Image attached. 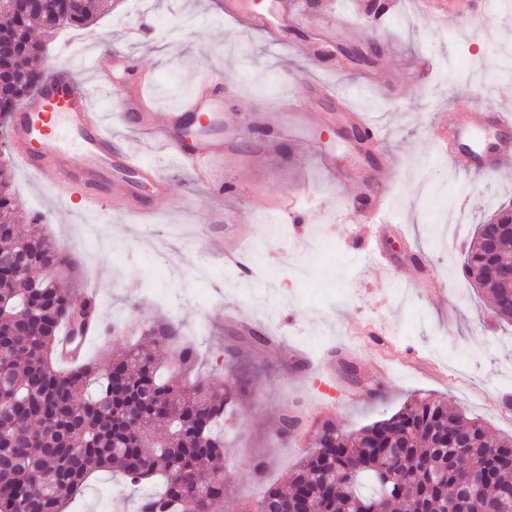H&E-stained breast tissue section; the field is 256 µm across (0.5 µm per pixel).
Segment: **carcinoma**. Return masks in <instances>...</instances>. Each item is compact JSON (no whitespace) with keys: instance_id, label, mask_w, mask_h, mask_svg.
Returning <instances> with one entry per match:
<instances>
[{"instance_id":"obj_1","label":"carcinoma","mask_w":512,"mask_h":512,"mask_svg":"<svg viewBox=\"0 0 512 512\" xmlns=\"http://www.w3.org/2000/svg\"><path fill=\"white\" fill-rule=\"evenodd\" d=\"M98 0H51L46 12L0 0V75L9 80L0 115L12 111L42 83L35 66L45 44L39 27L54 33L82 28L99 15ZM336 50L337 63L379 55ZM512 258V234L479 225L461 268L492 298L497 317L507 289L483 277L480 266ZM51 270L28 282L18 265ZM75 258L17 223L12 173L0 164V512H64L66 501L94 469L110 470L130 485L162 483L140 499L139 512H219L226 485L213 466L224 451L221 428L227 409L249 395L237 374L215 390L205 380L188 382L198 353L179 328L155 321L146 334L166 347L162 359L139 346L106 364L79 357L59 361L62 330L80 342L86 306H76L67 278ZM461 438L466 456L448 447ZM512 485V438L492 435L475 417L424 396L390 416L345 435H329L301 459L283 486H271L259 512H504L499 488Z\"/></svg>"}]
</instances>
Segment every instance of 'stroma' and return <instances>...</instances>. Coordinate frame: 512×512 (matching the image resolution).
Listing matches in <instances>:
<instances>
[{
  "label": "stroma",
  "instance_id": "35a3bbf8",
  "mask_svg": "<svg viewBox=\"0 0 512 512\" xmlns=\"http://www.w3.org/2000/svg\"><path fill=\"white\" fill-rule=\"evenodd\" d=\"M366 0H295L302 30L333 37L341 46L378 42L370 70L313 59L300 38L281 50L265 37L227 20L218 0H115L83 34L62 29L46 36L52 65L71 62L89 47L129 53L155 72L146 88L157 114L175 109L198 73L224 79V122L241 147L212 165L223 197L154 154L151 136L114 118L111 96L97 107L111 114L112 140L128 147L170 186L158 196L142 188L150 215L129 214L120 182L107 211L75 214L73 205L15 165V191L25 213L45 218L37 232L70 252L77 267L74 295H98L104 323H128L129 335L86 339L88 354L121 355L141 340L145 325L165 316L183 325L200 351L198 373L223 388L229 372H247L250 394L233 408L224 428L221 512L256 505L264 488L285 484L311 451L316 423L335 421L349 433L427 395L482 419L489 432L512 436V324L494 317L490 298L461 272L476 224L512 202V158L501 172L479 173L437 162L435 140L457 112L512 114V0H489L480 19L467 16L476 0H460L455 14L435 23L421 0H387L378 20ZM338 90L326 98L317 86ZM305 98L302 112L276 113L289 93ZM351 107L378 122L370 152H352L339 139L338 111ZM275 114L285 127H302L319 144L305 149L288 134L270 138L250 129L256 116ZM334 150L346 168H363L365 181H342L321 153ZM391 186L390 226L379 246L385 265L362 266L372 227L345 222L343 210L367 190V179ZM295 196L298 210L275 238L260 216ZM249 228L242 243L249 270L225 278L222 259L229 213ZM166 277L165 300L146 289L155 270ZM274 337L270 350L240 340V323ZM300 419L283 435L284 411ZM267 467L253 476L251 463ZM142 488L106 471L93 473L66 512H137Z\"/></svg>",
  "mask_w": 512,
  "mask_h": 512
}]
</instances>
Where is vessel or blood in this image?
<instances>
[{
    "mask_svg": "<svg viewBox=\"0 0 512 512\" xmlns=\"http://www.w3.org/2000/svg\"><path fill=\"white\" fill-rule=\"evenodd\" d=\"M226 17L236 21L242 30L266 34L270 45H285L298 18L291 0H268L264 8L250 0H223ZM113 78L103 79L99 69L103 57L93 54L87 64L101 90L110 92L118 103L120 117L130 126L153 133L157 152L173 155L180 166L193 170L197 179L213 184L215 195L224 188L214 185L211 168L198 166V158L223 160L231 154L221 129L224 125V81L209 75L198 83L195 92L183 106L157 119L143 91L122 93L120 76L132 65L124 53L111 56ZM512 117L502 112H470L450 128L453 138L463 147L461 159L467 168L499 171L502 160L512 156ZM499 130V138L487 139L482 149L472 142L487 130ZM9 139L15 145V156L37 176L41 185L66 197H78L85 208L105 209L113 174L126 178L129 198H136L140 180L149 174L146 162L131 150L114 151L112 136L107 132L101 113L90 103L87 83L78 78L72 64H64L49 72L45 83L20 107L13 119ZM388 201L386 184L378 182L344 213L345 218L374 222L384 213Z\"/></svg>",
    "mask_w": 512,
    "mask_h": 512,
    "instance_id": "1",
    "label": "vessel or blood"
}]
</instances>
